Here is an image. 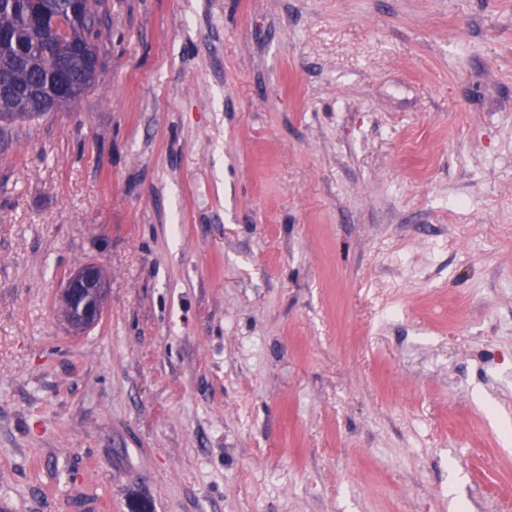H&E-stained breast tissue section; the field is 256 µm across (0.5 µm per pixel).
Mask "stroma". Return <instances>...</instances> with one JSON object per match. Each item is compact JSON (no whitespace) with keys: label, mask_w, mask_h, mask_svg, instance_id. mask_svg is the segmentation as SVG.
I'll return each instance as SVG.
<instances>
[{"label":"stroma","mask_w":512,"mask_h":512,"mask_svg":"<svg viewBox=\"0 0 512 512\" xmlns=\"http://www.w3.org/2000/svg\"><path fill=\"white\" fill-rule=\"evenodd\" d=\"M97 9L0 130V512H512V0ZM107 276L96 263H88L70 273L60 293L61 308L68 325L75 331L95 327L104 314Z\"/></svg>","instance_id":"35a3bbf8"}]
</instances>
